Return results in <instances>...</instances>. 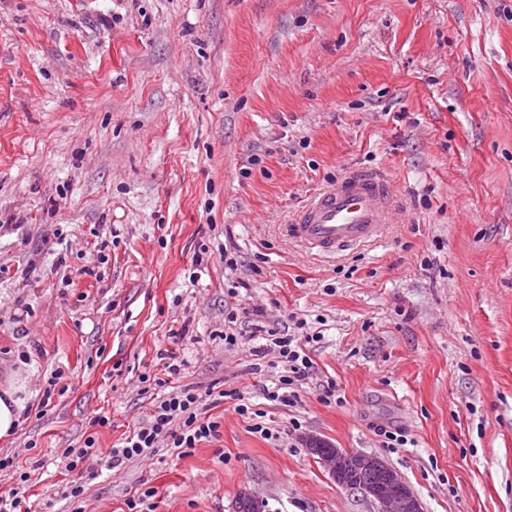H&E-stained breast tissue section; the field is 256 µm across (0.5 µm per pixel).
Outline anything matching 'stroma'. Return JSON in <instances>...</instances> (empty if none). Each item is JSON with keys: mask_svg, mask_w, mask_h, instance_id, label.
Here are the masks:
<instances>
[{"mask_svg": "<svg viewBox=\"0 0 512 512\" xmlns=\"http://www.w3.org/2000/svg\"><path fill=\"white\" fill-rule=\"evenodd\" d=\"M351 171L395 187L383 238L337 257L290 240ZM297 319L322 338L284 407L262 396L282 372L264 347ZM166 351L178 385L225 391L219 441L67 470L65 449L93 434L109 452L148 419ZM10 386L0 457L30 472V512H128L148 489L155 512H235L243 492L263 512H376L311 434L382 459L423 512H512V0H0ZM15 390L7 389L0 395V438L10 437L18 423L19 400L14 398Z\"/></svg>", "mask_w": 512, "mask_h": 512, "instance_id": "stroma-1", "label": "stroma"}]
</instances>
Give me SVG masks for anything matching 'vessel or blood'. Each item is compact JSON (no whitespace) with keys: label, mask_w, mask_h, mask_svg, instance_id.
Here are the masks:
<instances>
[{"label":"vessel or blood","mask_w":512,"mask_h":512,"mask_svg":"<svg viewBox=\"0 0 512 512\" xmlns=\"http://www.w3.org/2000/svg\"><path fill=\"white\" fill-rule=\"evenodd\" d=\"M392 221L389 181L377 174L356 173L320 191L299 212L289 232L306 248L332 253L374 242Z\"/></svg>","instance_id":"1"}]
</instances>
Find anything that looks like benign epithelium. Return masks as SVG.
<instances>
[{
    "instance_id": "7a95c632",
    "label": "benign epithelium",
    "mask_w": 512,
    "mask_h": 512,
    "mask_svg": "<svg viewBox=\"0 0 512 512\" xmlns=\"http://www.w3.org/2000/svg\"><path fill=\"white\" fill-rule=\"evenodd\" d=\"M321 461L338 483H343L342 475L348 470L383 472L380 482L363 485L366 497L376 505L377 512H422L421 504L409 490L401 475L375 456L358 452L329 453Z\"/></svg>"
}]
</instances>
